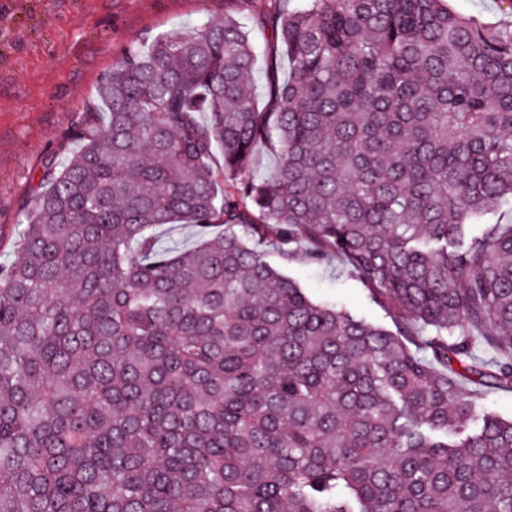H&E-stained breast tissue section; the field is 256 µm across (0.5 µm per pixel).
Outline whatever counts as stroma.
<instances>
[{"instance_id": "obj_1", "label": "stroma", "mask_w": 512, "mask_h": 512, "mask_svg": "<svg viewBox=\"0 0 512 512\" xmlns=\"http://www.w3.org/2000/svg\"><path fill=\"white\" fill-rule=\"evenodd\" d=\"M278 0H0V265L15 257L18 226L51 157L77 148L73 127L98 100L101 79L123 52L146 38L231 16L251 28L258 47L256 97L269 105L264 71L281 51L258 14ZM271 261L318 302L394 329L392 312L372 299L340 259L312 263L304 253Z\"/></svg>"}]
</instances>
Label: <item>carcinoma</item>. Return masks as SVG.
<instances>
[{"instance_id":"1","label":"carcinoma","mask_w":512,"mask_h":512,"mask_svg":"<svg viewBox=\"0 0 512 512\" xmlns=\"http://www.w3.org/2000/svg\"><path fill=\"white\" fill-rule=\"evenodd\" d=\"M282 2L268 110L207 21L127 49L43 166L0 266V512H512V420L477 412L512 391V27ZM298 250L399 332L268 261ZM163 239L167 244L190 246L197 240V230L191 225L175 224L163 228Z\"/></svg>"}]
</instances>
